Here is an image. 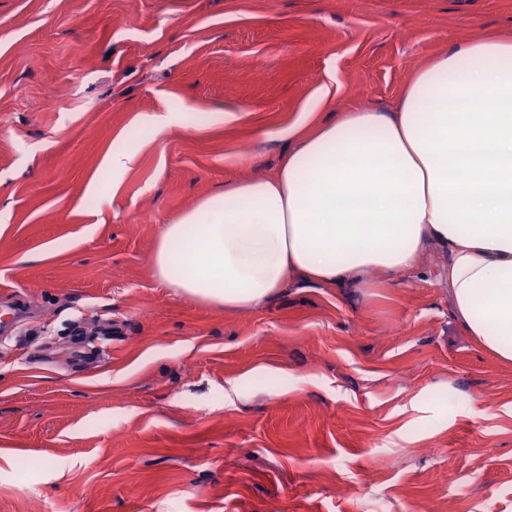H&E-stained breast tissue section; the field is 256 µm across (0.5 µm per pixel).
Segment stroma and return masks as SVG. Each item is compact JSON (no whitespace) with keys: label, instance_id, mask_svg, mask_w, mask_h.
Listing matches in <instances>:
<instances>
[{"label":"stroma","instance_id":"35a3bbf8","mask_svg":"<svg viewBox=\"0 0 512 512\" xmlns=\"http://www.w3.org/2000/svg\"><path fill=\"white\" fill-rule=\"evenodd\" d=\"M489 35L512 0H0V512H512V366L456 321L444 251L236 311L155 269L306 104L385 108Z\"/></svg>","mask_w":512,"mask_h":512}]
</instances>
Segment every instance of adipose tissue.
Segmentation results:
<instances>
[{
	"mask_svg": "<svg viewBox=\"0 0 512 512\" xmlns=\"http://www.w3.org/2000/svg\"><path fill=\"white\" fill-rule=\"evenodd\" d=\"M270 175L225 182L165 225L159 280L247 309L295 285L422 274L448 253V295L470 336L512 364V40L452 45L389 111L303 112Z\"/></svg>",
	"mask_w": 512,
	"mask_h": 512,
	"instance_id": "1",
	"label": "adipose tissue"
}]
</instances>
